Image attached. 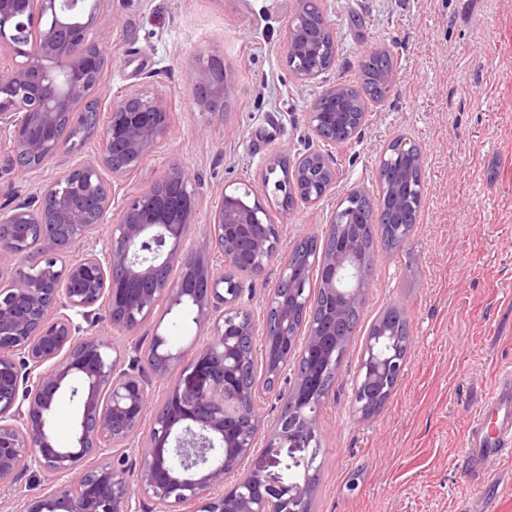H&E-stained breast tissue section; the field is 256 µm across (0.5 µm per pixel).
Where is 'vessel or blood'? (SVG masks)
<instances>
[{"mask_svg": "<svg viewBox=\"0 0 512 512\" xmlns=\"http://www.w3.org/2000/svg\"><path fill=\"white\" fill-rule=\"evenodd\" d=\"M464 459L467 473L480 477L486 459L512 453V370L501 373L498 384L488 394L482 409L470 423Z\"/></svg>", "mask_w": 512, "mask_h": 512, "instance_id": "1", "label": "vessel or blood"}]
</instances>
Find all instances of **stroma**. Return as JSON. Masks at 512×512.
<instances>
[{
	"label": "stroma",
	"instance_id": "obj_1",
	"mask_svg": "<svg viewBox=\"0 0 512 512\" xmlns=\"http://www.w3.org/2000/svg\"><path fill=\"white\" fill-rule=\"evenodd\" d=\"M334 66L294 80L288 23L298 0H99L108 31L102 80L112 96L168 98L171 128L122 190L148 187L170 164L195 170L208 216L228 184L254 183L284 144L316 146L305 114L323 84H356L357 61L396 48L397 80L357 138L335 152V195L279 225L281 252L318 229L351 188L378 195L390 141L421 149L423 199L404 248L378 250L365 308L320 416L314 512H512V458L469 481L465 433L512 367V0H331ZM224 60V106L199 105L196 59ZM205 128V137L196 129ZM400 305L412 336L385 406L353 408L364 340Z\"/></svg>",
	"mask_w": 512,
	"mask_h": 512
}]
</instances>
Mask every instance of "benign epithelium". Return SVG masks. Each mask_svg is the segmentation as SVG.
<instances>
[{"label":"benign epithelium","mask_w":512,"mask_h":512,"mask_svg":"<svg viewBox=\"0 0 512 512\" xmlns=\"http://www.w3.org/2000/svg\"><path fill=\"white\" fill-rule=\"evenodd\" d=\"M97 0H0V132L9 135L6 164L21 173H43L63 156L78 162L42 181L32 201L16 196L0 208V493L44 473L49 483L19 504V512H306V484L273 480L256 466L248 482L229 478L265 433V457L276 463L282 448L304 455L298 473L312 476L319 418L328 397L323 382L340 368L326 353L348 342L350 314L362 312L371 272L358 244L371 228L368 213H384L404 247L412 225L383 207L381 193L367 205L352 204L357 189L341 198L318 238L332 248L299 269L279 262L261 319L241 307V267L265 273L279 255L278 224L300 207L315 208L336 189L332 149L353 135H336L341 112L321 103L348 95V86L325 87L308 123L322 147H283L264 162L260 186L224 187L209 219L199 223L200 178L174 163L146 189L114 205L116 181L136 169L169 131L167 101L136 90L110 101L108 120L96 103L110 95L100 74L108 41L94 31ZM328 20L327 0H299L288 24L291 76L318 80L325 70L310 59L313 36L303 17ZM224 61L212 56L195 66L198 102L214 112L224 100ZM100 152L81 159L87 139ZM399 159L422 165L406 137L388 145ZM290 204L270 216L277 187ZM113 217L109 235L96 229ZM39 239L31 258L28 235ZM190 308L206 330L187 358L153 334L155 364L139 344L125 359L106 323L133 333L143 329L160 302ZM87 327H82V324ZM395 330L383 319L365 339L363 356L372 378H400L404 362L377 354L379 338ZM261 359L287 408L272 425L257 399L262 384L244 390L238 374ZM167 383L153 402V383ZM75 403L73 441L58 447L52 411L62 395Z\"/></svg>","instance_id":"benign-epithelium-1"}]
</instances>
